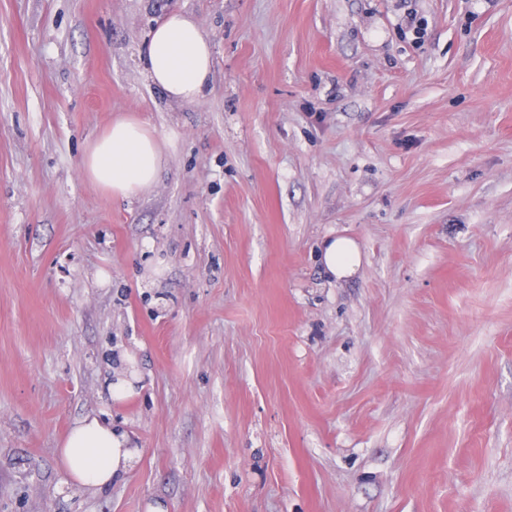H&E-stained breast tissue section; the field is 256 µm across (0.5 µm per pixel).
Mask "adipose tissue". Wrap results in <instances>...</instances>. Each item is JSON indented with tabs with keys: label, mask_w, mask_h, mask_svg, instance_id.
<instances>
[{
	"label": "adipose tissue",
	"mask_w": 512,
	"mask_h": 512,
	"mask_svg": "<svg viewBox=\"0 0 512 512\" xmlns=\"http://www.w3.org/2000/svg\"><path fill=\"white\" fill-rule=\"evenodd\" d=\"M150 84L167 99H201L213 74V53L194 16L173 7L151 30L140 53ZM162 143L142 123L116 120L88 146L81 161L85 179L121 198H133L156 183L163 167ZM321 261L330 278L352 277L362 264L357 242L348 237L325 239ZM59 456L69 481L80 488L103 489L126 474L138 457L125 434L98 417L78 420L61 444Z\"/></svg>",
	"instance_id": "adipose-tissue-1"
}]
</instances>
